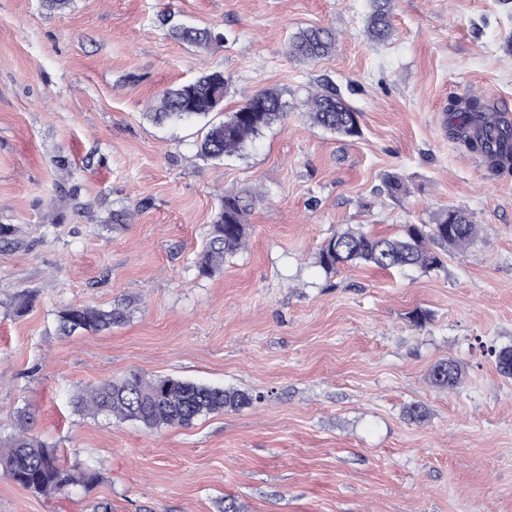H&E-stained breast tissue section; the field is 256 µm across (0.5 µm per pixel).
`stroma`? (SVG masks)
I'll list each match as a JSON object with an SVG mask.
<instances>
[{"mask_svg":"<svg viewBox=\"0 0 512 512\" xmlns=\"http://www.w3.org/2000/svg\"><path fill=\"white\" fill-rule=\"evenodd\" d=\"M369 0H0V436L35 433L98 482L44 496L0 473V512H512V169L448 136V102L480 94L512 115V0H394V35L366 36ZM220 33L205 50L161 19ZM330 26L333 55L286 44ZM223 73L222 111L147 117L158 94ZM331 80L359 112L343 139L302 112ZM289 104L239 156L197 144L247 95ZM70 168L61 171L59 158ZM403 176L408 195L383 193ZM260 192L240 252L195 266L221 196ZM461 207L480 226L436 272L337 270L321 245L352 227L389 237ZM133 209L123 227L113 211ZM119 308L60 335L70 305ZM426 313L423 327L411 317ZM444 359L465 383L428 380ZM131 371L231 387L252 406L151 432L82 414L74 393ZM419 403L426 421L408 420Z\"/></svg>","mask_w":512,"mask_h":512,"instance_id":"stroma-1","label":"stroma"}]
</instances>
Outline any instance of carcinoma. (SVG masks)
<instances>
[{
    "label": "carcinoma",
    "instance_id": "1",
    "mask_svg": "<svg viewBox=\"0 0 512 512\" xmlns=\"http://www.w3.org/2000/svg\"><path fill=\"white\" fill-rule=\"evenodd\" d=\"M392 0H373L367 20V33L377 44L392 36ZM168 34L195 48H207L221 38L206 28L180 24ZM336 33L330 27H310L293 34L287 43L290 55L302 61H315L334 52ZM227 80L221 72L202 75L167 88L151 108L149 116L162 122L188 121L214 112L224 101ZM451 116L448 137L465 143L483 155L493 169L512 164V123L490 112L483 98L470 96L448 102ZM288 114V103L280 92L265 89L248 96L223 122L211 126L199 143L202 156L222 160L240 154L262 129ZM310 120L342 137L360 134L359 113L344 99L341 91L326 85L307 101ZM257 195L250 190L227 193L220 200L216 218L196 265L210 275L224 265V260L240 250L247 237V215ZM479 225L466 210L445 208L429 222L402 225L399 235L377 238L362 231L347 230L327 240L320 249V261L327 270L348 263L364 262L384 270L418 269L430 273L439 269L448 249H462L472 244ZM124 311H103L71 306L59 315V333H96L123 321ZM499 372L512 377V348L493 352ZM429 381L441 388L457 390L465 381L458 361L446 359L429 370ZM251 394L237 389L199 383L178 377L148 378L131 372L121 378L102 381L72 398L76 411L93 416L105 415L122 421H135L148 430L189 427L198 418L252 405ZM30 416L21 414L18 427L0 449V470L9 478L37 494L63 492L75 485L85 487L97 481V473L86 469L78 474L68 469L54 449L30 432Z\"/></svg>",
    "mask_w": 512,
    "mask_h": 512
}]
</instances>
